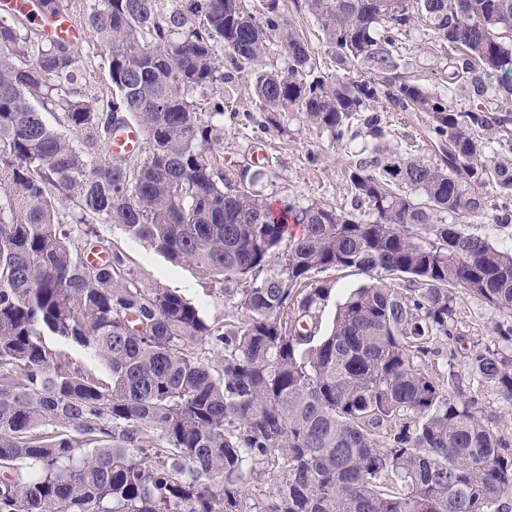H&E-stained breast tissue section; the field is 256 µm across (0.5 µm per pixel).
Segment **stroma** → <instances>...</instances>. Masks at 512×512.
Segmentation results:
<instances>
[{"instance_id": "35a3bbf8", "label": "stroma", "mask_w": 512, "mask_h": 512, "mask_svg": "<svg viewBox=\"0 0 512 512\" xmlns=\"http://www.w3.org/2000/svg\"><path fill=\"white\" fill-rule=\"evenodd\" d=\"M280 11L299 34L307 39L312 55L322 71L332 78H353L356 67L336 66L321 39L314 18L304 0H280ZM401 52L409 63L414 81L434 87L448 73V50L434 37L416 27L402 38ZM383 123L389 135L382 149L400 148L425 161H436L437 149L430 132V120L422 112H386ZM224 135L214 153L224 170L233 175L239 166L264 154L266 175L261 191L269 202L299 205L327 203L352 211L353 194L348 170L357 160L361 139L336 146L326 133L305 122L296 112H262L256 105L249 71H235L224 86ZM97 233L129 257V266L143 284H158L181 294L202 312L209 324L232 328L239 325L242 312L236 296L222 292L188 266L175 265L146 244L131 239L122 229L96 224ZM318 278L329 288L330 296L322 309L321 326L330 328L336 305L352 289L368 284L370 276L356 270H328ZM498 310L466 290L456 292L455 335L437 338L434 354L422 365L434 376H442L448 365L463 367L467 354L475 349L495 348L499 338L495 326L502 321ZM476 408L497 425L502 437L512 443V410H507L495 388L485 382H471Z\"/></svg>"}]
</instances>
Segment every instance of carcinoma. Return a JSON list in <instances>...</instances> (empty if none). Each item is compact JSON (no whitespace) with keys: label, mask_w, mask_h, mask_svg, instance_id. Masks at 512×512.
<instances>
[{"label":"carcinoma","mask_w":512,"mask_h":512,"mask_svg":"<svg viewBox=\"0 0 512 512\" xmlns=\"http://www.w3.org/2000/svg\"><path fill=\"white\" fill-rule=\"evenodd\" d=\"M336 63L331 81L288 27L279 0H32L0 21V512H512V445L476 410L467 380L512 408L504 349L471 351L437 382L422 367L453 336L454 290L507 318L512 250L463 232L499 202L512 222V0H308ZM67 15L95 39L109 86L79 87L94 60L35 16ZM424 20L448 47V80L402 74L400 37ZM278 37L287 67L260 61ZM250 69L261 112H298L343 146L355 209L288 203L276 213L213 160L226 74ZM469 86L468 106L449 97ZM210 101L201 119L195 96ZM425 112L448 144L440 163L380 156L376 105ZM135 127L139 156L112 152ZM489 189L493 196H484ZM69 205L60 227V207ZM114 224L226 291L244 313L229 330L132 277L127 256L89 224ZM93 249L100 264L86 260ZM276 269L268 270L271 264ZM354 269L377 284L319 316L315 281ZM403 279L393 287L387 280ZM50 333L100 358L103 383L48 347ZM223 353L215 369L204 349ZM261 469L266 494L245 493Z\"/></svg>","instance_id":"cac0c4a2"}]
</instances>
